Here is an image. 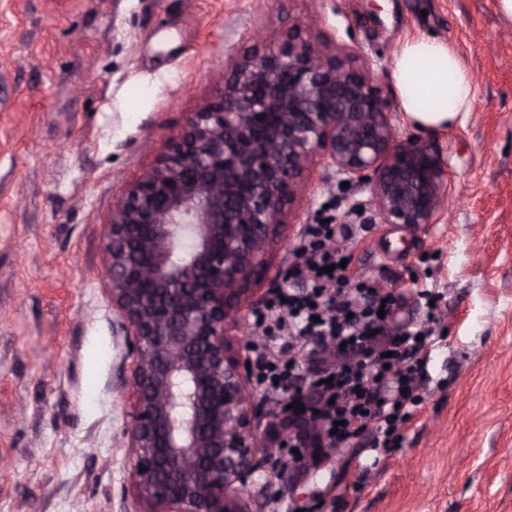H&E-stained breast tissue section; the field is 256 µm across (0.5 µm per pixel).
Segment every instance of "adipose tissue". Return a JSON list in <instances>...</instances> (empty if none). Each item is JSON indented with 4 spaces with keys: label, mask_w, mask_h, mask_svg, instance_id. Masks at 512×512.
Here are the masks:
<instances>
[{
    "label": "adipose tissue",
    "mask_w": 512,
    "mask_h": 512,
    "mask_svg": "<svg viewBox=\"0 0 512 512\" xmlns=\"http://www.w3.org/2000/svg\"><path fill=\"white\" fill-rule=\"evenodd\" d=\"M401 104L423 128L451 126L474 100L472 79L450 43L426 35L405 39L394 58Z\"/></svg>",
    "instance_id": "adipose-tissue-1"
}]
</instances>
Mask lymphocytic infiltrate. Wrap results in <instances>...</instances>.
I'll return each mask as SVG.
<instances>
[{
	"instance_id": "1",
	"label": "lymphocytic infiltrate",
	"mask_w": 512,
	"mask_h": 512,
	"mask_svg": "<svg viewBox=\"0 0 512 512\" xmlns=\"http://www.w3.org/2000/svg\"><path fill=\"white\" fill-rule=\"evenodd\" d=\"M348 232L344 224L304 225L288 271L301 286L280 289L251 313L262 332L251 346L256 378L296 429L288 440L294 467L362 439L384 453L401 447L402 428L421 403L422 353L437 314L427 309L423 322L394 331V295L351 284L341 266L336 242Z\"/></svg>"
}]
</instances>
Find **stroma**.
Wrapping results in <instances>:
<instances>
[{
  "mask_svg": "<svg viewBox=\"0 0 512 512\" xmlns=\"http://www.w3.org/2000/svg\"><path fill=\"white\" fill-rule=\"evenodd\" d=\"M320 18L305 28L308 15ZM306 34L370 66L395 145L421 141L446 175L443 210L382 223L372 184L316 159L257 292L285 287L306 224L358 225L342 242L354 282L397 300L396 325L438 295L423 401L402 448L359 445L260 471L244 512H512V21L497 0H0V512H149L128 430L134 357L102 276L123 189L153 168L214 75L252 49ZM451 42L475 89L451 127L417 126L392 70L415 33Z\"/></svg>",
  "mask_w": 512,
  "mask_h": 512,
  "instance_id": "35a3bbf8",
  "label": "stroma"
}]
</instances>
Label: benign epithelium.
<instances>
[{
	"label": "benign epithelium",
	"instance_id": "obj_1",
	"mask_svg": "<svg viewBox=\"0 0 512 512\" xmlns=\"http://www.w3.org/2000/svg\"><path fill=\"white\" fill-rule=\"evenodd\" d=\"M215 79L223 92L122 192L103 240V277L136 353L135 484L153 512H243L238 491L267 450L251 423L248 360L226 329L314 159L350 179L374 172L387 224H428L442 205L438 155L394 146L371 73L326 44L291 36Z\"/></svg>",
	"mask_w": 512,
	"mask_h": 512
}]
</instances>
